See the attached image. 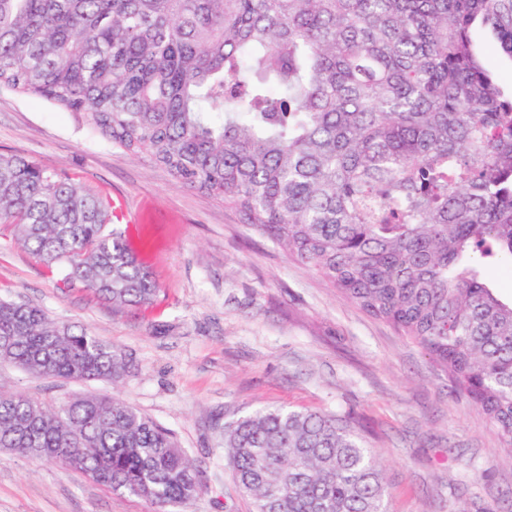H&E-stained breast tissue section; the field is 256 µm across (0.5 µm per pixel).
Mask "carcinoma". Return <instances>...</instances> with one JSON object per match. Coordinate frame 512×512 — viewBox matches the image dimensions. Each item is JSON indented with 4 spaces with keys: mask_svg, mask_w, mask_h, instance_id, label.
Listing matches in <instances>:
<instances>
[{
    "mask_svg": "<svg viewBox=\"0 0 512 512\" xmlns=\"http://www.w3.org/2000/svg\"><path fill=\"white\" fill-rule=\"evenodd\" d=\"M492 39L490 54L473 32ZM512 0H0V89L81 115L234 207L347 300L420 345L512 449ZM88 187L0 154V224L60 283L114 306L160 288ZM0 360L116 382L132 361L0 301ZM0 449L81 471L157 512L204 491L174 434L130 404L0 391ZM254 512H386L377 460L334 415L224 422Z\"/></svg>",
    "mask_w": 512,
    "mask_h": 512,
    "instance_id": "carcinoma-1",
    "label": "carcinoma"
}]
</instances>
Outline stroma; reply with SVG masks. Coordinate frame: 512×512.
<instances>
[{"label": "stroma", "mask_w": 512, "mask_h": 512, "mask_svg": "<svg viewBox=\"0 0 512 512\" xmlns=\"http://www.w3.org/2000/svg\"><path fill=\"white\" fill-rule=\"evenodd\" d=\"M0 154L111 198L161 292L131 310L64 288L0 228V300L42 308L134 360L124 379L75 382L0 362V391L41 405L130 403L174 432L206 490L185 512H251L224 459V422L259 407L346 420L381 464L389 512H512V450L418 344L345 299L244 216L183 186L80 115L0 90ZM0 512H156L84 473L0 450Z\"/></svg>", "instance_id": "35a3bbf8"}]
</instances>
